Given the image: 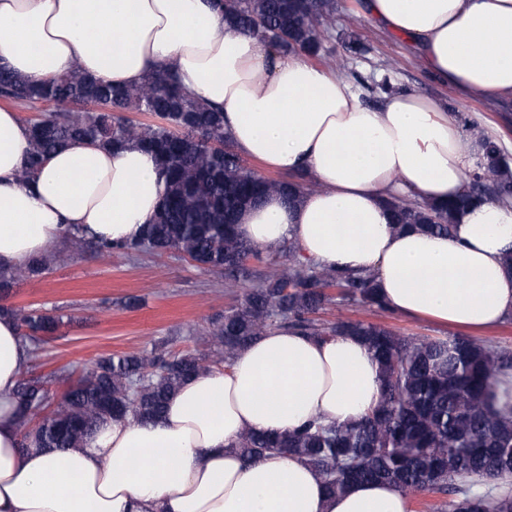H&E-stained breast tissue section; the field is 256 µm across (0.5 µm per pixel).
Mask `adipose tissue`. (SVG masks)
Masks as SVG:
<instances>
[{
    "label": "adipose tissue",
    "mask_w": 512,
    "mask_h": 512,
    "mask_svg": "<svg viewBox=\"0 0 512 512\" xmlns=\"http://www.w3.org/2000/svg\"><path fill=\"white\" fill-rule=\"evenodd\" d=\"M365 20L404 38L424 67L462 99L512 101V0H363ZM0 65L33 82L71 71L136 86L156 67L224 111L241 156L302 178L298 204L271 195L238 231L257 247L294 244L342 272L374 275L387 307L450 327L483 330L512 318V199L483 197L453 231L396 229L388 200L442 203L466 195L483 156L486 125L412 90L375 107L330 68L301 54L282 59L259 38L224 27L208 0H0ZM32 150L19 112L0 107V268L42 257L83 235L130 243L156 213L165 181L154 155L92 141L50 154L30 178ZM30 349L0 315V512H410L389 482L326 496L299 460H246V433L285 434L323 417L360 420L383 399L379 365L358 337L326 339L288 328L242 348L230 368L183 384L164 417L112 419L81 448H22L14 392Z\"/></svg>",
    "instance_id": "adipose-tissue-1"
}]
</instances>
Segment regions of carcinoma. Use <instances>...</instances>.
Listing matches in <instances>:
<instances>
[{
    "label": "carcinoma",
    "instance_id": "carcinoma-1",
    "mask_svg": "<svg viewBox=\"0 0 512 512\" xmlns=\"http://www.w3.org/2000/svg\"><path fill=\"white\" fill-rule=\"evenodd\" d=\"M212 7L224 15L227 28L258 37L281 57L313 56L334 22L336 0H212ZM0 102L29 113L22 118L32 143L24 178L52 152L85 139L106 147L134 142L159 161L167 189L152 223L133 244L90 241L98 257L174 250L206 271L224 274L232 294L240 282H253L212 322L204 352H171L157 342L101 357L78 379L62 370L54 375L63 386L62 402L53 410L48 381L22 375L16 416L23 427L35 423L24 432L23 446L77 448L107 418L153 421L187 379L230 366L242 347L271 329L290 327L320 338L350 333L380 363L383 403L352 424L320 418L292 433H246L237 445L240 454L247 460L290 455L318 472L330 495L357 482L387 481L408 494L448 496L440 512H512V491L501 492L498 484L482 493L473 490L483 478L512 474V417L487 405L492 380L512 369V351L468 336H403L382 324L314 318L330 290L340 306L386 309L373 274L319 266L302 259L291 243L279 250L282 258L267 257L239 236L241 216L263 196L282 194L292 203L307 187L248 170L227 141L223 112L183 89L170 68L160 66L142 84L123 88L77 71L32 84L0 68ZM132 112L154 122L136 121ZM482 148L486 161L469 172L468 194L445 204L394 198L388 202L393 224L449 235L456 213L472 199L511 197L512 171L498 146L484 141ZM54 257L51 249L46 258L1 269L0 298L7 299L18 281L42 275ZM251 260L257 268L247 266ZM0 312L16 320L35 351L38 339L54 335L60 323L49 312L6 303Z\"/></svg>",
    "mask_w": 512,
    "mask_h": 512
}]
</instances>
